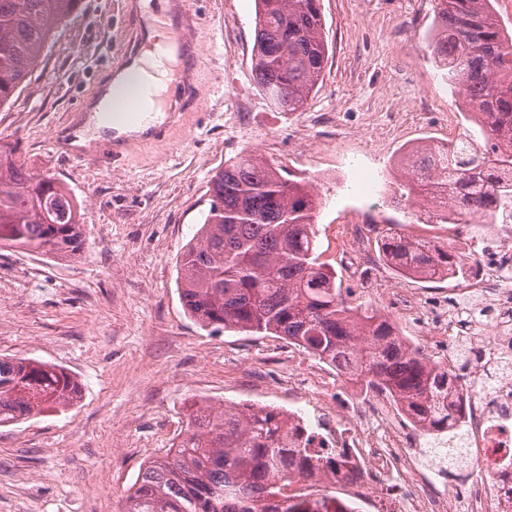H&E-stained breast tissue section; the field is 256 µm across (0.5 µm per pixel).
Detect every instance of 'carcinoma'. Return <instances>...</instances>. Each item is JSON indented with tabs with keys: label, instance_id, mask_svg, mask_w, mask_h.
I'll return each instance as SVG.
<instances>
[{
	"label": "carcinoma",
	"instance_id": "obj_1",
	"mask_svg": "<svg viewBox=\"0 0 512 512\" xmlns=\"http://www.w3.org/2000/svg\"><path fill=\"white\" fill-rule=\"evenodd\" d=\"M80 0H0V108L37 65L53 30ZM253 77L279 112H302L322 78L327 44L319 0H256ZM431 55L443 78L466 93L472 123L456 141L426 143L405 156L396 192L429 204L437 224H494L512 218V35L492 0H437ZM0 149V241L60 258L84 248L79 205L52 175H34ZM448 201L429 203L439 168ZM321 206L304 180L248 151L213 176L210 207L177 259L182 303L204 328L278 336L362 387L384 391L407 419L448 435V467L470 464L456 431L464 398L457 376L431 364L390 320L352 307L336 272L319 262ZM383 257L404 278L445 280L468 271L448 245L396 230ZM80 386L62 368L0 358V426L70 405ZM303 421L274 406L198 408L186 434L149 460L121 512H309L283 488L313 478L330 456L310 454Z\"/></svg>",
	"mask_w": 512,
	"mask_h": 512
}]
</instances>
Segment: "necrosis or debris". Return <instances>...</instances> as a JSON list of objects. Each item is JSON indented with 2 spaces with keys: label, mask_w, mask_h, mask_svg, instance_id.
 Instances as JSON below:
<instances>
[{
  "label": "necrosis or debris",
  "mask_w": 512,
  "mask_h": 512,
  "mask_svg": "<svg viewBox=\"0 0 512 512\" xmlns=\"http://www.w3.org/2000/svg\"><path fill=\"white\" fill-rule=\"evenodd\" d=\"M477 270L423 308L410 288L386 291L389 311L411 321L430 344L436 364L453 361V342L472 339L468 374L458 385L466 405L458 421L473 462L450 486L444 470L416 463L422 431L411 428L383 394L366 399L353 379L323 407L315 447L331 449L335 470L289 484L287 494L322 504L324 512H512V375L484 380L487 365L512 356V225L494 224L478 238L464 229L451 241Z\"/></svg>",
  "instance_id": "obj_1"
}]
</instances>
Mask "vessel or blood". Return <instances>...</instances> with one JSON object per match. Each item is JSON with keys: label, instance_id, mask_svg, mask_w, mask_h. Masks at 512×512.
<instances>
[{"label": "vessel or blood", "instance_id": "obj_1", "mask_svg": "<svg viewBox=\"0 0 512 512\" xmlns=\"http://www.w3.org/2000/svg\"><path fill=\"white\" fill-rule=\"evenodd\" d=\"M148 2L147 9L133 24L135 50L122 54L113 64L115 72L133 75V82L120 98L113 100L106 124L99 129L95 128L87 110V99H80L76 110L52 132L50 145L60 155L77 162L91 157L118 162L125 158L129 148L166 138L175 123V112L169 107L161 111L153 108L152 86L136 77L144 50L154 48L157 43L158 28L167 30L166 45L175 51V60L167 67L170 91L180 102L190 106L197 104L196 43L190 33L201 24L203 17L193 8L192 0Z\"/></svg>", "mask_w": 512, "mask_h": 512}]
</instances>
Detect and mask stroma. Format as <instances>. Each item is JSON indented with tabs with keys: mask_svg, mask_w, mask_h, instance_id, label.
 Instances as JSON below:
<instances>
[{
	"mask_svg": "<svg viewBox=\"0 0 512 512\" xmlns=\"http://www.w3.org/2000/svg\"><path fill=\"white\" fill-rule=\"evenodd\" d=\"M138 2L81 0L0 108V145L76 196L86 237L71 258L0 244V357L59 366L81 386L73 405L0 426V512H120L143 465L203 404L291 407L315 427L313 409L290 405L286 390L315 356L275 336L202 328L180 300L177 256L208 211L213 175L239 152L290 169L322 197L321 259L351 305L383 310V289L403 283L427 300L453 285L403 280L374 239L394 222L448 239V225L420 223L394 199L403 148L461 129V96L428 48L435 0H320L328 55L302 112L270 109L256 86L255 0H197V116L121 164L63 159L51 130L132 46L127 15ZM358 167L375 174L374 196L352 191ZM365 213L374 236L356 275L344 227Z\"/></svg>",
	"mask_w": 512,
	"mask_h": 512,
	"instance_id": "obj_1",
	"label": "stroma"
}]
</instances>
